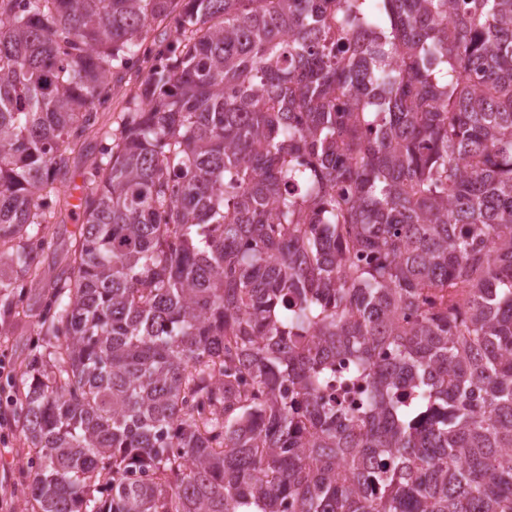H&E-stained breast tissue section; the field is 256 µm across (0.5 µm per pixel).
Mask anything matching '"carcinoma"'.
I'll use <instances>...</instances> for the list:
<instances>
[{"instance_id": "cac0c4a2", "label": "carcinoma", "mask_w": 512, "mask_h": 512, "mask_svg": "<svg viewBox=\"0 0 512 512\" xmlns=\"http://www.w3.org/2000/svg\"><path fill=\"white\" fill-rule=\"evenodd\" d=\"M90 139L30 512H512V0H0L7 308ZM322 395L336 400V404L342 408L357 409L363 404L364 382L352 373L348 361L336 360V377L329 381Z\"/></svg>"}]
</instances>
